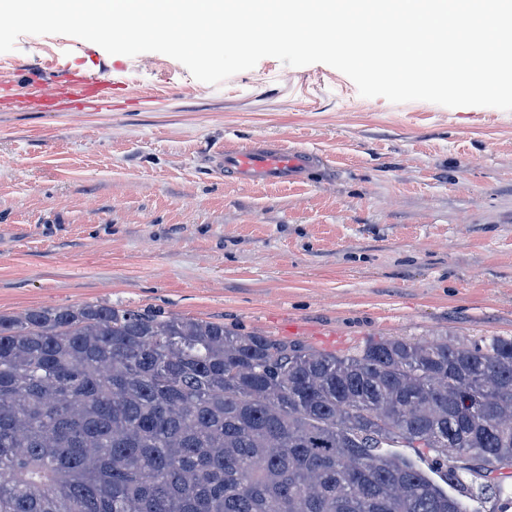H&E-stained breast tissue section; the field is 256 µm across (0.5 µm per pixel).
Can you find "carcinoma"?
<instances>
[{
  "instance_id": "obj_1",
  "label": "carcinoma",
  "mask_w": 512,
  "mask_h": 512,
  "mask_svg": "<svg viewBox=\"0 0 512 512\" xmlns=\"http://www.w3.org/2000/svg\"><path fill=\"white\" fill-rule=\"evenodd\" d=\"M512 338L338 356L86 303L0 316V512H501Z\"/></svg>"
}]
</instances>
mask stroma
Masks as SVG:
<instances>
[{
  "instance_id": "1",
  "label": "stroma",
  "mask_w": 512,
  "mask_h": 512,
  "mask_svg": "<svg viewBox=\"0 0 512 512\" xmlns=\"http://www.w3.org/2000/svg\"><path fill=\"white\" fill-rule=\"evenodd\" d=\"M7 58L0 79L98 63L124 87L108 109L0 112L1 315L151 309L339 354L512 336V111L365 98L272 57L209 85L61 34ZM259 137L318 152L315 181L215 170Z\"/></svg>"
}]
</instances>
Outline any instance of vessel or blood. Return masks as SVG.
<instances>
[{
    "label": "vessel or blood",
    "instance_id": "vessel-or-blood-1",
    "mask_svg": "<svg viewBox=\"0 0 512 512\" xmlns=\"http://www.w3.org/2000/svg\"><path fill=\"white\" fill-rule=\"evenodd\" d=\"M112 80L95 72L75 69L64 78L49 83L32 76L21 81H0V112L74 111L92 104H112ZM217 169L225 177L243 185H285L308 180L319 167L317 154L303 149H288L278 142L256 140L248 145L218 150L214 156Z\"/></svg>",
    "mask_w": 512,
    "mask_h": 512
}]
</instances>
